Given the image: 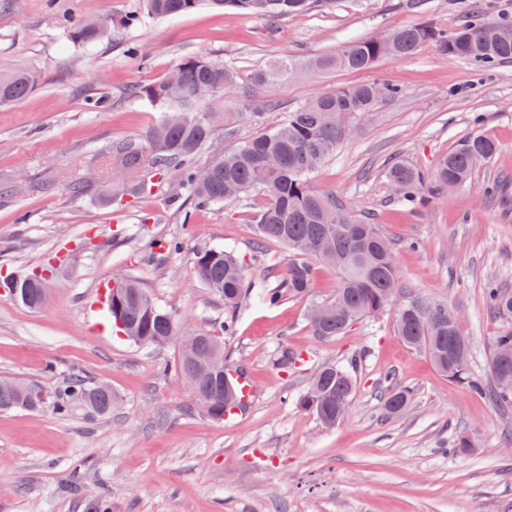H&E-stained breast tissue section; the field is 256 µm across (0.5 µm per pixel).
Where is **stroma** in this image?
<instances>
[{
	"label": "stroma",
	"instance_id": "stroma-1",
	"mask_svg": "<svg viewBox=\"0 0 512 512\" xmlns=\"http://www.w3.org/2000/svg\"><path fill=\"white\" fill-rule=\"evenodd\" d=\"M142 10V0H0V69L38 77L28 98L0 107V186L9 190L0 198V275L56 266L41 310L0 292V377L51 392L81 370L115 395L102 417L79 408L66 418L0 413V512H87L104 486L111 512H512V407L449 383L396 335L394 311L321 340L306 321L307 301L254 305L225 335L224 304L196 277V255L236 248L249 281L275 284L287 254L274 241L254 246V217L267 202L261 192L195 208L166 180L119 201L102 191L112 181L113 143L144 139L160 119L132 87L161 81L184 58L205 54L239 72L241 85L221 103L235 112L245 78L270 59L333 53L413 22L454 32L480 12L512 20V0H313L276 19L203 5L143 17L88 47L64 34L74 16L121 25ZM366 82L400 94L351 117L349 137L312 185L374 218L396 247L405 296L458 315L471 369L490 384L503 320L489 310L485 289L492 281L512 289V63L480 75L426 45L366 71L294 79L276 90L280 107L263 125L239 120L217 144L234 148L315 95ZM100 98L104 107H95ZM478 123L500 150L477 163L466 187L418 211L394 200L385 178L391 160L431 174ZM494 182L501 194L486 197ZM77 183L83 190L75 195ZM156 238L183 248L148 249ZM119 275L140 282L185 332L223 337L225 354L247 371L245 408L212 420L172 369L177 344L148 347L116 335L104 301ZM284 346L303 362L279 367ZM354 355L361 362L349 411L323 427L296 399L319 366ZM390 372L414 388L398 415L381 404ZM461 435L472 446L457 452Z\"/></svg>",
	"mask_w": 512,
	"mask_h": 512
}]
</instances>
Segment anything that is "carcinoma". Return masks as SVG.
Instances as JSON below:
<instances>
[{"mask_svg":"<svg viewBox=\"0 0 512 512\" xmlns=\"http://www.w3.org/2000/svg\"><path fill=\"white\" fill-rule=\"evenodd\" d=\"M204 1L214 8H236L272 18L296 15L310 5V0H143L146 13L155 18L189 14ZM106 24L101 18L91 28L89 21L76 17L66 27V38L73 44H91L104 34ZM426 44L478 68H490L512 61V24L481 19L450 34L433 22L415 23L381 36L350 41L333 54L282 58L250 74L251 94L241 100L239 115L248 116L256 125L263 124L266 113L278 108L273 92L294 75L367 70L383 58L408 57ZM36 81L31 70L1 69L0 106L27 98ZM239 81V73L224 62L195 56L177 64L162 81L136 85L134 96L150 102L161 117L146 134L145 143L126 141L112 147L121 172V178L114 180L112 194L144 193L147 185L141 172L146 167L161 178L171 179L177 193L197 206L228 203L261 190L267 204L255 215L258 237L288 249L284 272L276 284L255 290L245 275L244 262L231 249H208L196 257L197 278L224 300V335H233L239 312L253 299L275 307L310 297L315 262L321 261L336 268L338 285L334 296L323 302L328 308L326 317L309 322V326L319 339L343 336L357 321L392 306L395 296L389 289H401L396 252L377 225L355 213L336 193L314 190L311 175L349 136L350 117L373 111L380 102L397 96L399 90L365 83L324 91L233 151L214 150L211 160L198 167L196 156L212 147L216 128L226 119V113L214 105ZM498 151L499 144L492 136L476 131L445 154L428 179L400 161L391 164L385 176L397 202L423 209L448 189L464 186L476 164ZM15 288L18 301L27 308L38 310L44 305L43 289L23 281ZM486 300L489 308L506 319L493 342L491 370L497 401L511 406L512 358L504 360L501 353L512 350V289L492 282ZM106 314L113 328L134 343L161 346L179 335L176 318L131 279L121 288H111ZM395 324L403 343L424 352L449 382L476 393L485 391V385L473 376L469 361H457L459 350L454 344H463L465 351L469 344L461 334L457 315L448 306L412 297L397 310ZM213 354H224V343L217 336L201 334L196 348L180 350L174 370L192 392L211 395L206 413L220 421L243 407L244 393L243 385L230 377L229 366H224L219 377L208 375L207 363ZM358 362L359 358L352 356L344 364L322 365L296 403L325 427L335 426L352 399ZM386 383L384 410L389 415L398 414L410 404L413 389L389 377ZM23 387L22 383L0 379L1 412L49 410L66 417L78 404L96 416L112 412V392L100 390L95 380L80 372L65 379L55 392L44 393L37 405L26 401Z\"/></svg>","mask_w":512,"mask_h":512,"instance_id":"obj_1","label":"carcinoma"}]
</instances>
